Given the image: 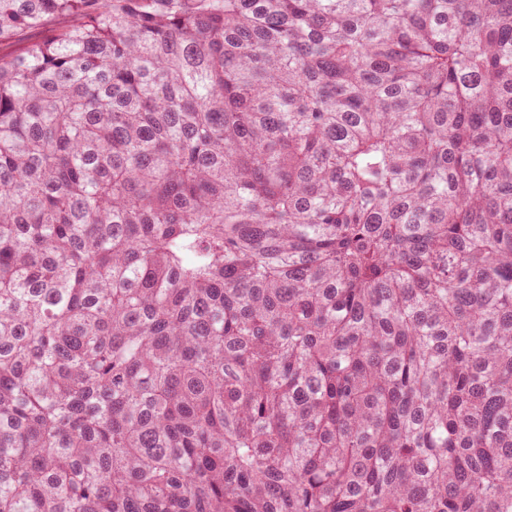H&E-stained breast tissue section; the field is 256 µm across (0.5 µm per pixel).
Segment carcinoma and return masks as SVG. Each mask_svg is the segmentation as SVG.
<instances>
[{
	"mask_svg": "<svg viewBox=\"0 0 512 512\" xmlns=\"http://www.w3.org/2000/svg\"><path fill=\"white\" fill-rule=\"evenodd\" d=\"M30 28L0 512H512V0H0Z\"/></svg>",
	"mask_w": 512,
	"mask_h": 512,
	"instance_id": "1",
	"label": "carcinoma"
}]
</instances>
